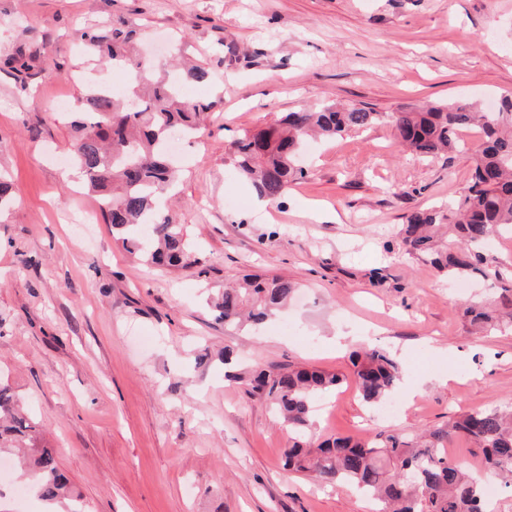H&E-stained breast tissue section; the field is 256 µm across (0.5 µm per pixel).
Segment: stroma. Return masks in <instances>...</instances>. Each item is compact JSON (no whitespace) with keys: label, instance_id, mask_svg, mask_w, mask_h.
Here are the masks:
<instances>
[{"label":"stroma","instance_id":"obj_1","mask_svg":"<svg viewBox=\"0 0 512 512\" xmlns=\"http://www.w3.org/2000/svg\"><path fill=\"white\" fill-rule=\"evenodd\" d=\"M118 18L162 65L184 54L212 76L217 107L177 150L162 200L187 227V269L127 253L60 164L77 114L55 102L124 82L82 57L74 33ZM18 51L30 87L0 71V176L17 195L0 216V381L86 512H371L351 488L283 468L286 428L245 393L257 368L346 375L317 403L320 440L413 435L512 402V333L471 334L459 309L474 289L458 293L397 235L413 211L461 195L471 132L468 151L428 160L400 152L386 123L314 142L270 214L229 161L235 137L311 105L390 113L512 96V0H0V56ZM54 60L63 74L47 75ZM245 274L291 279L304 300L258 332L216 321L208 297ZM367 340L416 365L391 419H372L349 380L348 351Z\"/></svg>","mask_w":512,"mask_h":512}]
</instances>
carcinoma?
<instances>
[{
  "mask_svg": "<svg viewBox=\"0 0 512 512\" xmlns=\"http://www.w3.org/2000/svg\"><path fill=\"white\" fill-rule=\"evenodd\" d=\"M134 32L122 19L112 35L94 26L75 32L76 41L97 64L136 73L123 95L99 89L82 98L83 121L73 144V158L86 186L99 199L105 223L121 236L123 247L167 269L199 263L192 257L183 225L161 213L158 201L175 177L165 144L179 131L197 137L205 116L216 105L209 98L188 100L185 87L204 85L210 73L199 65L178 79L156 76L150 59L127 54ZM5 70L26 85L30 65L23 53L6 58ZM386 122L403 153L428 159L459 148L456 131L475 126L481 143L475 150L470 180L461 199L448 206L418 210L399 231L404 254L430 264L448 279L493 280L496 295L461 305V315L477 332L512 328V268L493 264L489 249L504 232L512 233V98L494 112L456 100L417 110L375 112L365 105L326 104L288 113L268 129L244 133L232 144V161L259 197L281 198L304 176L300 155L306 142L320 136L341 137ZM297 284L281 276L248 274L224 289L215 302L216 319L226 324L247 319L255 327L288 306ZM352 377L359 397L376 406L389 397L403 374L387 349L369 345L354 351ZM344 376L318 369L271 365L253 374L246 394L267 402L288 428L284 466L304 475L314 471L327 487L346 485L375 504L374 512H491L485 480L512 491V404L464 413L443 428L408 439L376 432L364 438L330 436L312 442L313 404L320 394L339 387ZM463 438L481 458L471 472L448 458V440ZM30 443L23 475L38 497L62 503L74 497L71 482L50 450L39 445L35 423L8 385L0 384V449Z\"/></svg>",
  "mask_w": 512,
  "mask_h": 512,
  "instance_id": "cac0c4a2",
  "label": "carcinoma"
}]
</instances>
